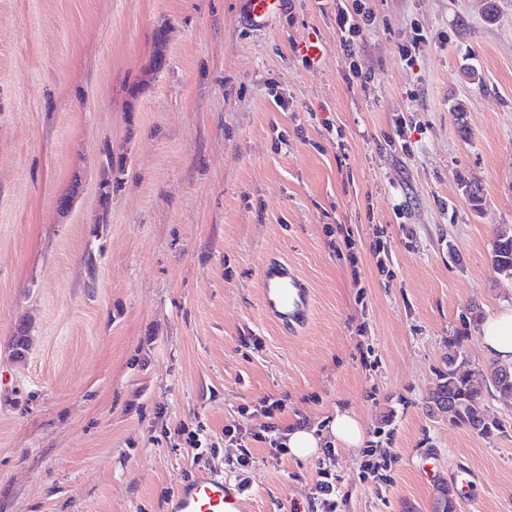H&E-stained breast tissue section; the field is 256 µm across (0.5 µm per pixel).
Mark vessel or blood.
Wrapping results in <instances>:
<instances>
[{
    "instance_id": "1",
    "label": "vessel or blood",
    "mask_w": 512,
    "mask_h": 512,
    "mask_svg": "<svg viewBox=\"0 0 512 512\" xmlns=\"http://www.w3.org/2000/svg\"><path fill=\"white\" fill-rule=\"evenodd\" d=\"M281 0H247L255 24L267 23L277 14ZM263 312L280 327L295 331L306 326L313 311L312 291L288 260L271 256L259 270ZM244 491L226 486L222 476L204 474L180 484L173 512H243Z\"/></svg>"
}]
</instances>
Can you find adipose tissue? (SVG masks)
Listing matches in <instances>:
<instances>
[{
	"mask_svg": "<svg viewBox=\"0 0 512 512\" xmlns=\"http://www.w3.org/2000/svg\"><path fill=\"white\" fill-rule=\"evenodd\" d=\"M477 336L495 362L512 364V304L501 305L490 313L479 324ZM364 438L363 424L351 412L339 411L322 428L306 422L290 425L286 445L292 456L305 460L330 444L360 447Z\"/></svg>",
	"mask_w": 512,
	"mask_h": 512,
	"instance_id": "obj_1",
	"label": "adipose tissue"
}]
</instances>
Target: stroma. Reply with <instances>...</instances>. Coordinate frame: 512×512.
Segmentation results:
<instances>
[{"label":"stroma","instance_id":"1","mask_svg":"<svg viewBox=\"0 0 512 512\" xmlns=\"http://www.w3.org/2000/svg\"><path fill=\"white\" fill-rule=\"evenodd\" d=\"M366 2L364 86L320 0L262 29L246 0H0V512H169L204 471L247 480V512H322L318 459L259 444L228 466L225 427L260 430L238 409L268 398L282 426L362 422L328 462L336 512H432L451 471L461 512H512V397L484 393L487 437L427 410L468 307L512 304L490 263L512 226V0L492 22L481 0ZM107 147L126 164L105 206ZM269 256L314 292L298 333L261 312Z\"/></svg>","mask_w":512,"mask_h":512}]
</instances>
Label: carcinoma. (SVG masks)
I'll return each instance as SVG.
<instances>
[{"mask_svg":"<svg viewBox=\"0 0 512 512\" xmlns=\"http://www.w3.org/2000/svg\"><path fill=\"white\" fill-rule=\"evenodd\" d=\"M107 173L100 190L104 200H109L114 188L112 171L123 165V157L112 155V148L104 150ZM490 261L493 269L505 277L512 276V228L501 227L496 232ZM464 337L456 336L448 344V368L439 374V382L432 393L429 411L434 415L448 413L452 424L463 427L477 435L488 436L499 429L497 423L488 421L477 408L482 390L501 395H512V368L493 367L484 376V386L475 384L467 371L461 370L466 364L463 348Z\"/></svg>","mask_w":512,"mask_h":512,"instance_id":"carcinoma-1","label":"carcinoma"}]
</instances>
